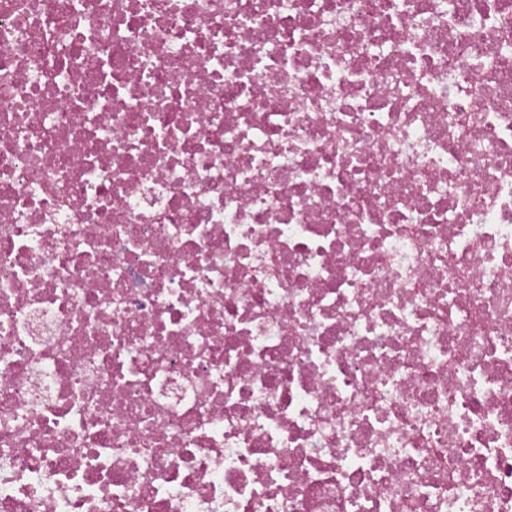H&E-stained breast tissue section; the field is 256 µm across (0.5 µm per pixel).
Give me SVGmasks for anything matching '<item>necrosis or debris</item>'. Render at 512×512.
<instances>
[{
	"mask_svg": "<svg viewBox=\"0 0 512 512\" xmlns=\"http://www.w3.org/2000/svg\"><path fill=\"white\" fill-rule=\"evenodd\" d=\"M0 512H512V0H0Z\"/></svg>",
	"mask_w": 512,
	"mask_h": 512,
	"instance_id": "1",
	"label": "necrosis or debris"
}]
</instances>
